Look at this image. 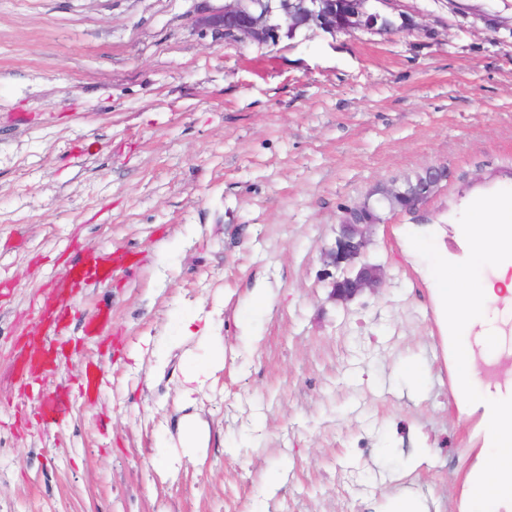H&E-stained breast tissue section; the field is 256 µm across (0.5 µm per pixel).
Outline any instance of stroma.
Returning a JSON list of instances; mask_svg holds the SVG:
<instances>
[{
  "mask_svg": "<svg viewBox=\"0 0 512 512\" xmlns=\"http://www.w3.org/2000/svg\"><path fill=\"white\" fill-rule=\"evenodd\" d=\"M223 6L0 0V512H389L403 488L472 512L489 412L444 377L458 340L416 248L512 195V0H399L416 29L262 46L200 24ZM440 164L419 212L371 230L383 288L332 299L344 207ZM88 248L127 263L38 339ZM191 362L211 370L186 407ZM64 385L76 412L43 424Z\"/></svg>",
  "mask_w": 512,
  "mask_h": 512,
  "instance_id": "1",
  "label": "stroma"
}]
</instances>
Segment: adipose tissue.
Instances as JSON below:
<instances>
[{
  "label": "adipose tissue",
  "mask_w": 512,
  "mask_h": 512,
  "mask_svg": "<svg viewBox=\"0 0 512 512\" xmlns=\"http://www.w3.org/2000/svg\"><path fill=\"white\" fill-rule=\"evenodd\" d=\"M462 230L472 241L465 260L452 265L439 257L434 261V269L456 315L457 328L464 335L475 325L490 329L496 318L493 307L499 300L500 290L512 293V252L500 246L502 239L512 232V210L496 211L476 205ZM495 246L500 252L493 279L483 281L480 287H472L476 272ZM493 431L498 436L494 448V470L479 490L474 512H497L501 501L498 487L512 478V409L500 412L493 423Z\"/></svg>",
  "instance_id": "adipose-tissue-1"
}]
</instances>
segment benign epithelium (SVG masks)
I'll list each match as a JSON object with an SVG mask.
<instances>
[{"label": "benign epithelium", "mask_w": 512, "mask_h": 512, "mask_svg": "<svg viewBox=\"0 0 512 512\" xmlns=\"http://www.w3.org/2000/svg\"><path fill=\"white\" fill-rule=\"evenodd\" d=\"M387 0H224V8L206 19L209 27L224 34V39L243 44H276L284 35H294L301 28H317L326 33H351L357 30L390 34L417 24L402 15L395 17L381 11L374 3ZM446 180V168L425 169V178L415 187L403 188L395 182L376 184L360 202L344 208L335 247L323 255V264L341 272L332 282L331 297L347 303L365 291L379 290L384 282L381 268L362 261L370 227L377 220L365 219L372 197L407 198L405 209L425 202Z\"/></svg>", "instance_id": "1"}]
</instances>
